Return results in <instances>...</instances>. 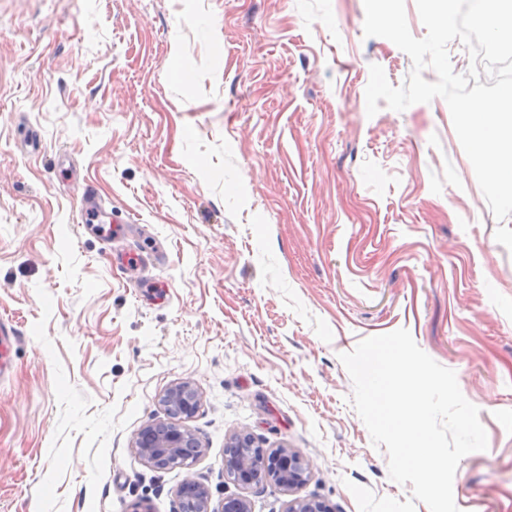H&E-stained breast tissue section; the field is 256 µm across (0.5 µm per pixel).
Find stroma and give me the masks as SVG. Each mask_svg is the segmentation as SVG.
I'll use <instances>...</instances> for the list:
<instances>
[{
	"mask_svg": "<svg viewBox=\"0 0 512 512\" xmlns=\"http://www.w3.org/2000/svg\"><path fill=\"white\" fill-rule=\"evenodd\" d=\"M364 19L363 0H0V512H178L189 475L253 512H359L351 482L408 499L339 359L400 328L487 434L460 512H512V252L443 98L368 115L370 66L399 87L412 60ZM182 382L204 452L155 469L133 440ZM237 433L308 481L225 482Z\"/></svg>",
	"mask_w": 512,
	"mask_h": 512,
	"instance_id": "35a3bbf8",
	"label": "stroma"
}]
</instances>
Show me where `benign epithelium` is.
Masks as SVG:
<instances>
[{"mask_svg": "<svg viewBox=\"0 0 512 512\" xmlns=\"http://www.w3.org/2000/svg\"><path fill=\"white\" fill-rule=\"evenodd\" d=\"M169 417L141 430L134 439L136 452L152 467L166 469L189 467L203 453L201 442L180 422L190 418L199 404L197 391L185 382L170 387L162 398ZM311 473L309 464L296 451L279 447L265 449L255 445L251 435L236 434L225 442L224 480L234 484L250 482L263 476L289 490L299 487ZM180 512H252L248 498L231 494L224 497L221 508L211 507L206 485L189 475L176 490ZM285 512H328L319 501L303 499L288 503Z\"/></svg>", "mask_w": 512, "mask_h": 512, "instance_id": "1", "label": "benign epithelium"}]
</instances>
